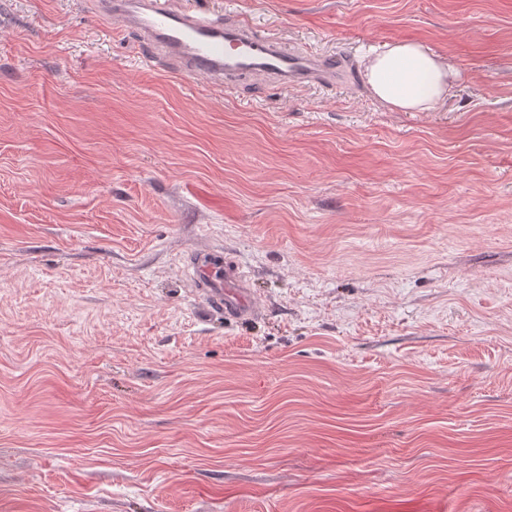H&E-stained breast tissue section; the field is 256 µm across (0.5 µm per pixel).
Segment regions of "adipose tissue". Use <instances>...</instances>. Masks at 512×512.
<instances>
[{"mask_svg":"<svg viewBox=\"0 0 512 512\" xmlns=\"http://www.w3.org/2000/svg\"><path fill=\"white\" fill-rule=\"evenodd\" d=\"M365 75L375 97L403 112H432L447 100L454 72L428 47L400 40L374 52Z\"/></svg>","mask_w":512,"mask_h":512,"instance_id":"1","label":"adipose tissue"}]
</instances>
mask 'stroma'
<instances>
[{
    "mask_svg": "<svg viewBox=\"0 0 512 512\" xmlns=\"http://www.w3.org/2000/svg\"><path fill=\"white\" fill-rule=\"evenodd\" d=\"M185 4L355 75L221 88L0 0V512H512V0ZM399 40L437 111L369 95ZM365 75L375 97L403 112H432L447 100L454 71L428 47L400 40L368 57ZM188 272L199 283L200 293L208 306L224 312L226 319L248 321L260 313L248 288H243L242 275L237 269L226 266L223 277L220 256L199 253L190 262Z\"/></svg>",
    "mask_w": 512,
    "mask_h": 512,
    "instance_id": "35a3bbf8",
    "label": "stroma"
}]
</instances>
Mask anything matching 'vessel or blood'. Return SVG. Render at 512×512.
<instances>
[{"label":"vessel or blood","mask_w":512,"mask_h":512,"mask_svg":"<svg viewBox=\"0 0 512 512\" xmlns=\"http://www.w3.org/2000/svg\"><path fill=\"white\" fill-rule=\"evenodd\" d=\"M100 12L121 19L150 45L157 59L185 77L204 76L215 85L239 76L285 87L337 85L346 58L291 50L251 23L194 11L182 0H96ZM189 268L208 306L234 321L254 319L260 308L242 285L239 271L219 256L197 254Z\"/></svg>","instance_id":"b4317fda"}]
</instances>
